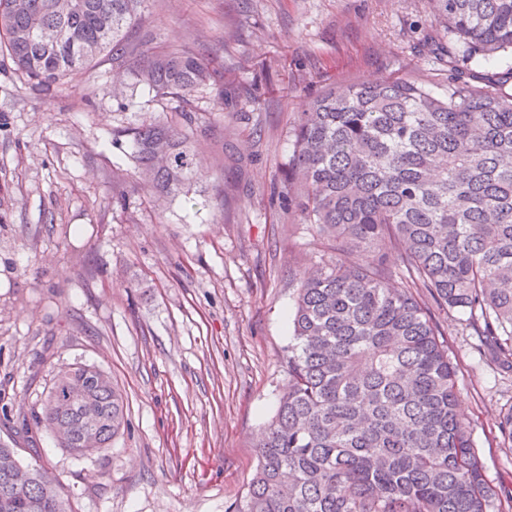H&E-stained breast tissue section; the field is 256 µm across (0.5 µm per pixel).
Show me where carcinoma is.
Wrapping results in <instances>:
<instances>
[{"label": "carcinoma", "instance_id": "carcinoma-1", "mask_svg": "<svg viewBox=\"0 0 512 512\" xmlns=\"http://www.w3.org/2000/svg\"><path fill=\"white\" fill-rule=\"evenodd\" d=\"M146 0H0V44L51 95L101 56L113 84L133 76L179 120L146 115L128 130L137 177L160 196L208 169L187 130L209 59L123 39ZM420 43L448 57V92L403 78L362 79L301 100L286 194L336 258L297 288L288 392L257 447L236 512H487L495 496L456 407V373L436 307L512 368V68L478 87L466 61L512 53V0H427ZM389 241L390 256L380 244ZM407 287L390 284L392 260ZM70 383L84 391L67 392ZM126 402L95 365L59 369L25 432L61 429L76 457L108 450ZM15 450L0 445V512H72L61 482L38 466L14 489Z\"/></svg>", "mask_w": 512, "mask_h": 512}]
</instances>
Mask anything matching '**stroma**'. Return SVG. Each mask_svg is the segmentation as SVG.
I'll return each instance as SVG.
<instances>
[{"label": "stroma", "instance_id": "35a3bbf8", "mask_svg": "<svg viewBox=\"0 0 512 512\" xmlns=\"http://www.w3.org/2000/svg\"><path fill=\"white\" fill-rule=\"evenodd\" d=\"M426 0H147L128 43L190 48L226 89H201L192 140L212 171L158 199L135 177L127 128L174 120L144 86L112 87L100 58L76 87L37 91L0 49V443L59 477L74 512H232L256 437L288 387L290 314L304 274L329 261L283 189L298 96L394 76L448 89L418 43ZM459 411L512 512V371L440 313ZM95 364L124 392L111 448L74 458L19 419L58 368Z\"/></svg>", "mask_w": 512, "mask_h": 512}]
</instances>
